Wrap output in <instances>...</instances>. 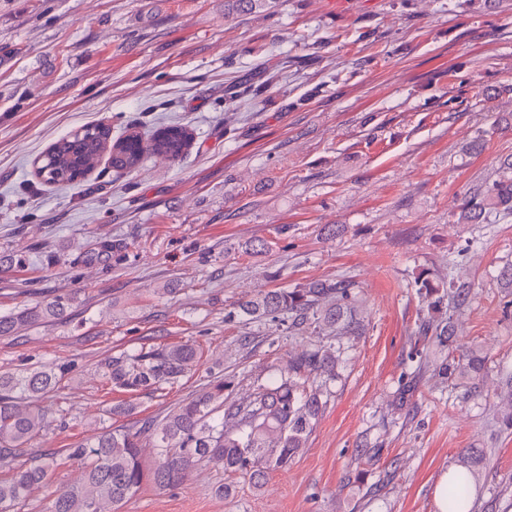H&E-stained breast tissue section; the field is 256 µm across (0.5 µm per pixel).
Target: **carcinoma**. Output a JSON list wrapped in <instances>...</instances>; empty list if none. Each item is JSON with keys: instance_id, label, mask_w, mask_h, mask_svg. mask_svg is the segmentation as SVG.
<instances>
[{"instance_id": "carcinoma-1", "label": "carcinoma", "mask_w": 512, "mask_h": 512, "mask_svg": "<svg viewBox=\"0 0 512 512\" xmlns=\"http://www.w3.org/2000/svg\"><path fill=\"white\" fill-rule=\"evenodd\" d=\"M191 134L180 124L156 130L151 137L130 129L112 138V128L92 124L54 142L35 161V174L46 184L70 186L106 161L113 172L136 171L143 160L157 157L177 161L187 152ZM509 174L466 198L461 218L478 223L500 210L512 211V164ZM75 302L57 296L25 304L0 315V336L47 320L63 321ZM358 293L346 280H315L298 288H277L241 301L226 319L268 318L288 323L289 332L307 325L318 328L326 342L292 358L287 372L247 397H224L228 383L216 380L202 393L171 409L162 421L136 431L102 428L70 448L46 450L33 457L44 430L42 402L64 387L69 369L44 365L0 373V464L13 470L0 479V512H16L32 491L68 463L84 469L83 481L59 492L49 512H117L147 479L162 488L178 485L184 474L208 462L226 472L244 473L257 487L272 470L288 466L306 447L313 421L326 405L329 384L343 353L342 339L359 336ZM200 361L199 349L189 343L166 344L113 354L101 367V380L131 392L159 391L175 384ZM448 376L475 380L484 370V357L470 353L443 367ZM153 437L157 466L145 471L140 438ZM480 456L469 452L448 479V512H462Z\"/></svg>"}]
</instances>
